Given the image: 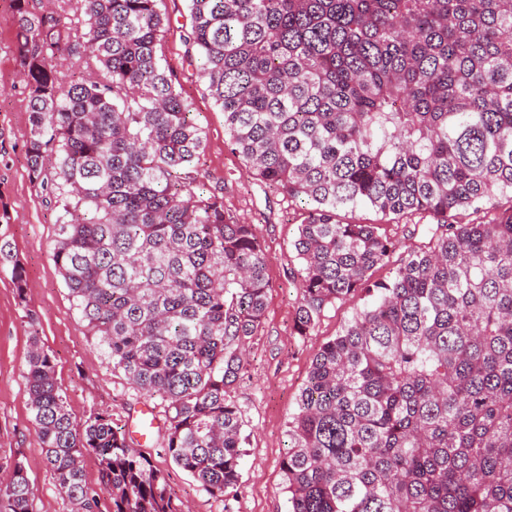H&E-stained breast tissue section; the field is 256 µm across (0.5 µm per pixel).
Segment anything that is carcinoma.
I'll return each instance as SVG.
<instances>
[{
	"mask_svg": "<svg viewBox=\"0 0 512 512\" xmlns=\"http://www.w3.org/2000/svg\"><path fill=\"white\" fill-rule=\"evenodd\" d=\"M157 2L13 0L28 176L55 199L53 259L80 320L161 401L169 457L222 498L241 480L231 393L264 319L268 256L202 183L205 137L159 54ZM187 2L186 52L225 143L307 205L296 334L369 298L320 347L288 420L289 512H512V206L455 221L512 202V0ZM358 207L434 225L395 261L381 225L340 219ZM25 381L72 512H101L102 492L112 512H177L110 413L74 424L36 338ZM5 466L0 512H31L23 461Z\"/></svg>",
	"mask_w": 512,
	"mask_h": 512,
	"instance_id": "1",
	"label": "carcinoma"
}]
</instances>
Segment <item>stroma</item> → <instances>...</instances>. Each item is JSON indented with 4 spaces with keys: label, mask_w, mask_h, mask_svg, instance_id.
<instances>
[{
    "label": "stroma",
    "mask_w": 512,
    "mask_h": 512,
    "mask_svg": "<svg viewBox=\"0 0 512 512\" xmlns=\"http://www.w3.org/2000/svg\"><path fill=\"white\" fill-rule=\"evenodd\" d=\"M167 25L162 52L172 80L206 138L200 165L207 189L223 188L224 206L254 224L268 255L272 288L262 328L249 346L248 371L234 393L246 422L249 443L241 460V483L217 499L176 466L154 428L140 449L160 469L181 512H288L280 461L288 450L286 422L298 407L319 347L332 339L363 307L354 294L327 308L309 335L293 332L297 290L288 282L297 268L293 242L301 203L288 201L261 184L224 143V114L209 99L196 64L186 57L183 40L187 0H159ZM14 13L0 0V244L12 261L0 264V459L20 456L30 482L33 512H71L44 462L24 372L32 341L54 359L59 387L76 424L101 411L132 427L146 400L120 372L80 320L53 260L57 211L28 177L25 156L26 93L17 77ZM25 270L28 290L18 301L11 280L13 263Z\"/></svg>",
    "instance_id": "35a3bbf8"
}]
</instances>
